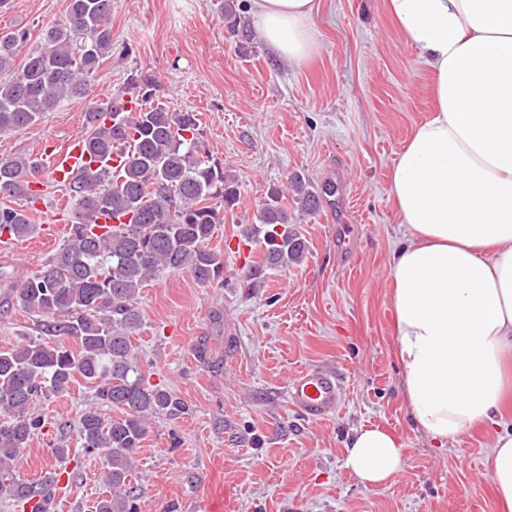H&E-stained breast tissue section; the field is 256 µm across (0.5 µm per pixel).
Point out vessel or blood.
<instances>
[{"label":"vessel or blood","instance_id":"vessel-or-blood-1","mask_svg":"<svg viewBox=\"0 0 512 512\" xmlns=\"http://www.w3.org/2000/svg\"><path fill=\"white\" fill-rule=\"evenodd\" d=\"M88 156L81 137L74 136L48 153L46 180L70 185L86 169ZM289 405L308 420H325L337 414L343 403L342 380L334 371L311 367L291 376L286 385Z\"/></svg>","mask_w":512,"mask_h":512}]
</instances>
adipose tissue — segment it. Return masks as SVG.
<instances>
[{
    "mask_svg": "<svg viewBox=\"0 0 512 512\" xmlns=\"http://www.w3.org/2000/svg\"><path fill=\"white\" fill-rule=\"evenodd\" d=\"M434 77L435 108L391 173L402 242L390 265L402 396L417 430L447 445L497 424L512 392V0H387ZM319 0H251L277 56L316 48ZM404 443L373 425L344 466L376 486L402 470ZM491 479L512 512V430L489 445Z\"/></svg>",
    "mask_w": 512,
    "mask_h": 512,
    "instance_id": "ef3b65f1",
    "label": "adipose tissue"
}]
</instances>
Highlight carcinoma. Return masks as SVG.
<instances>
[{
  "instance_id": "obj_1",
  "label": "carcinoma",
  "mask_w": 512,
  "mask_h": 512,
  "mask_svg": "<svg viewBox=\"0 0 512 512\" xmlns=\"http://www.w3.org/2000/svg\"><path fill=\"white\" fill-rule=\"evenodd\" d=\"M63 12L18 66L29 31L0 32V73H7L0 78V134L34 125L65 99L85 97L112 55V0H64ZM81 137L90 165L68 187L67 237L13 291L36 316L40 336L0 350V499L52 512L60 475L22 479L17 464L47 427L34 406L68 392L80 377L93 390V403L79 416L81 448L107 457L102 480L110 495L95 512H140L135 455L150 421L187 415L190 406L138 370L131 336L141 324L139 293L165 271H184L201 285L222 278L223 254L210 242L224 211L237 203L239 185L205 147L199 115L157 99L146 75L131 78L125 94L95 101ZM119 148L125 165L116 174L106 160ZM289 187L300 211L319 210L317 191L300 176L289 178ZM43 192L41 161L27 154L0 159L1 198L36 203ZM107 214L119 227L97 223ZM290 224L284 189L270 187L243 230L242 243L263 255L249 276L302 261L305 243ZM34 229L26 209L0 205V237H26ZM67 339L78 349H69ZM103 407L122 415L107 417Z\"/></svg>"
}]
</instances>
